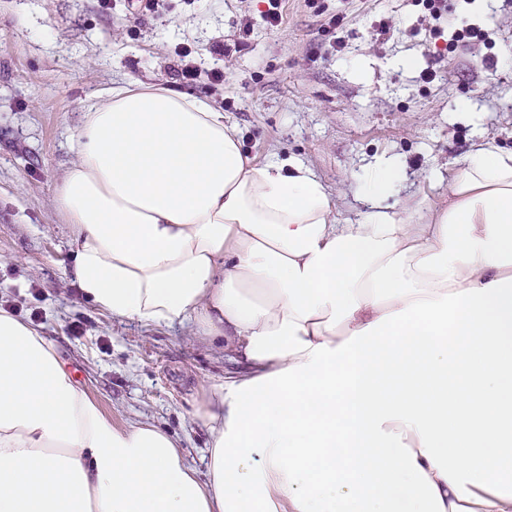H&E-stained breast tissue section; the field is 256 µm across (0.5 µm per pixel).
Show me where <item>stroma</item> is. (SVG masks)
<instances>
[{
  "instance_id": "obj_1",
  "label": "stroma",
  "mask_w": 512,
  "mask_h": 512,
  "mask_svg": "<svg viewBox=\"0 0 512 512\" xmlns=\"http://www.w3.org/2000/svg\"><path fill=\"white\" fill-rule=\"evenodd\" d=\"M267 0H0V309L37 328L75 382L118 428L145 422L177 435L194 463L208 432L195 413L232 365L193 326L147 327L95 309L69 278L75 247L57 188L75 158L87 107L115 84L164 85L204 96L239 130L254 164L294 157L327 187L339 220L362 219L356 193L373 159L396 155L387 200L448 204V179L477 137L512 151V9L502 0H285L267 28ZM337 26H328L329 18ZM488 43L447 51L453 31ZM224 86L189 84L176 44ZM413 68L400 67L403 57ZM472 109L459 111L461 101Z\"/></svg>"
}]
</instances>
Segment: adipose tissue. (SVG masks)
I'll return each mask as SVG.
<instances>
[{
    "label": "adipose tissue",
    "mask_w": 512,
    "mask_h": 512,
    "mask_svg": "<svg viewBox=\"0 0 512 512\" xmlns=\"http://www.w3.org/2000/svg\"><path fill=\"white\" fill-rule=\"evenodd\" d=\"M401 171L376 158L343 222L208 100L108 90L58 188L73 280L238 370L196 413L200 469L167 430L112 426L0 310V512H512V152L478 139L424 224L385 204Z\"/></svg>",
    "instance_id": "adipose-tissue-1"
}]
</instances>
